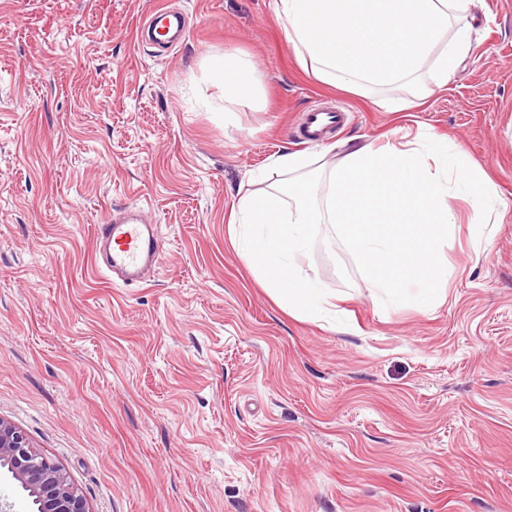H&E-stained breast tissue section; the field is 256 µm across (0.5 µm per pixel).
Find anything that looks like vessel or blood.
<instances>
[{"mask_svg": "<svg viewBox=\"0 0 512 512\" xmlns=\"http://www.w3.org/2000/svg\"><path fill=\"white\" fill-rule=\"evenodd\" d=\"M342 124V113L314 108L306 112L299 138L320 141ZM157 234L156 225L145 219L140 208L116 210L105 223L96 225L95 241L105 276L115 278L117 285L127 286L137 282L144 269L157 267Z\"/></svg>", "mask_w": 512, "mask_h": 512, "instance_id": "1", "label": "vessel or blood"}]
</instances>
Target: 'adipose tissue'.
<instances>
[{"instance_id":"obj_1","label":"adipose tissue","mask_w":512,"mask_h":512,"mask_svg":"<svg viewBox=\"0 0 512 512\" xmlns=\"http://www.w3.org/2000/svg\"><path fill=\"white\" fill-rule=\"evenodd\" d=\"M477 0H273L286 40L303 69L324 84L389 111L424 101L430 84L447 86L473 49L466 20ZM224 109L259 103L251 59L227 55L211 66Z\"/></svg>"}]
</instances>
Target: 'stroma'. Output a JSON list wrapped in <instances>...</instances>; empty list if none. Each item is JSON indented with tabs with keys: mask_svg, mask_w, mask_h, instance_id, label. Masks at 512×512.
<instances>
[{
	"mask_svg": "<svg viewBox=\"0 0 512 512\" xmlns=\"http://www.w3.org/2000/svg\"><path fill=\"white\" fill-rule=\"evenodd\" d=\"M170 53L142 40L164 3ZM474 53L418 108L388 112L304 73L270 0H0V417L91 512H512V0H483ZM246 54L260 106L231 114L212 59ZM333 142L457 144L506 209L482 236L452 197L444 294L383 306L331 225L303 260L336 296L289 314L233 245L244 190ZM144 208L146 282L98 272L93 228ZM343 125V113L313 108L305 113L299 130V140L315 142L327 138Z\"/></svg>",
	"mask_w": 512,
	"mask_h": 512,
	"instance_id": "stroma-1",
	"label": "stroma"
}]
</instances>
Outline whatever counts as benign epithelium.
<instances>
[{
    "label": "benign epithelium",
    "instance_id": "obj_1",
    "mask_svg": "<svg viewBox=\"0 0 512 512\" xmlns=\"http://www.w3.org/2000/svg\"><path fill=\"white\" fill-rule=\"evenodd\" d=\"M0 469L32 496L37 512H91L62 468L42 455L22 429L1 417Z\"/></svg>",
    "mask_w": 512,
    "mask_h": 512
}]
</instances>
